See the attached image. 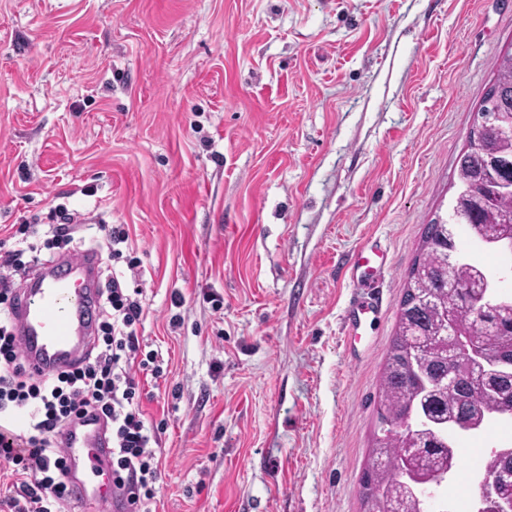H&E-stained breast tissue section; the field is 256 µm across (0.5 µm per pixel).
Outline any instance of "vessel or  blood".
Returning a JSON list of instances; mask_svg holds the SVG:
<instances>
[{"mask_svg": "<svg viewBox=\"0 0 512 512\" xmlns=\"http://www.w3.org/2000/svg\"><path fill=\"white\" fill-rule=\"evenodd\" d=\"M98 260L93 254L39 265L31 284L19 291L14 312L15 334L26 374L42 379L67 369L94 343ZM72 475L71 497L87 508L130 512L113 489L94 487V477L112 463V449L98 422L86 418L60 435Z\"/></svg>", "mask_w": 512, "mask_h": 512, "instance_id": "obj_1", "label": "vessel or blood"}]
</instances>
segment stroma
<instances>
[{
	"label": "stroma",
	"instance_id": "obj_1",
	"mask_svg": "<svg viewBox=\"0 0 512 512\" xmlns=\"http://www.w3.org/2000/svg\"><path fill=\"white\" fill-rule=\"evenodd\" d=\"M508 49L512 0H0V248L60 205L125 229L100 278L141 285L162 369L152 512H363L409 271ZM457 239L511 294L512 258ZM511 431L457 436L433 494L478 496Z\"/></svg>",
	"mask_w": 512,
	"mask_h": 512
}]
</instances>
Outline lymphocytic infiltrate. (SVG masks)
Returning <instances> with one entry per match:
<instances>
[{
	"label": "lymphocytic infiltrate",
	"instance_id": "f902f5d3",
	"mask_svg": "<svg viewBox=\"0 0 512 512\" xmlns=\"http://www.w3.org/2000/svg\"><path fill=\"white\" fill-rule=\"evenodd\" d=\"M20 241L0 260V460L11 466L15 512H63L70 502L67 469L58 437L72 421L94 415L112 441V483L132 512H149L158 464L151 429L140 406V373L159 374L154 354L143 351L141 289L110 278L100 293L94 351L76 367L45 379L28 377L10 323L15 276L25 275Z\"/></svg>",
	"mask_w": 512,
	"mask_h": 512
}]
</instances>
